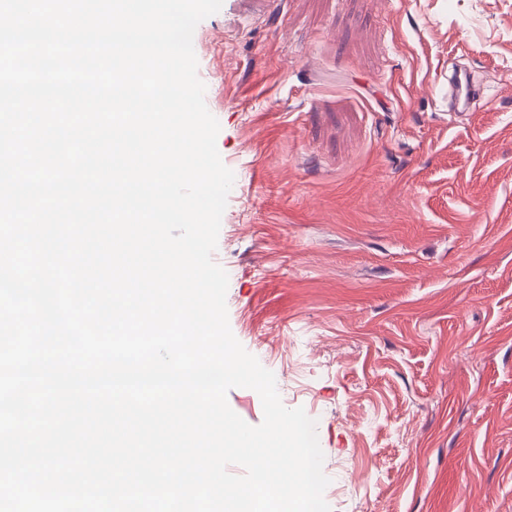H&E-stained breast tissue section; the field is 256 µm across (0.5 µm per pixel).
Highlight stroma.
I'll use <instances>...</instances> for the list:
<instances>
[{"instance_id": "stroma-1", "label": "stroma", "mask_w": 512, "mask_h": 512, "mask_svg": "<svg viewBox=\"0 0 512 512\" xmlns=\"http://www.w3.org/2000/svg\"><path fill=\"white\" fill-rule=\"evenodd\" d=\"M193 41L229 324L331 512H512V0H223Z\"/></svg>"}]
</instances>
